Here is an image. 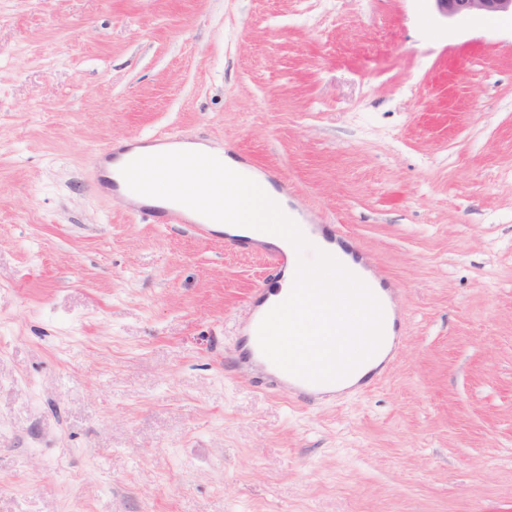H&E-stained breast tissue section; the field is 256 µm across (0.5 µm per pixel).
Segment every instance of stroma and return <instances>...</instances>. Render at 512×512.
<instances>
[{
  "mask_svg": "<svg viewBox=\"0 0 512 512\" xmlns=\"http://www.w3.org/2000/svg\"><path fill=\"white\" fill-rule=\"evenodd\" d=\"M181 131L395 292L316 403L236 364L257 250L93 153ZM0 512H512V16L430 0H0ZM130 149H132L131 144L111 143L93 154L92 164L97 187L118 200L123 199L121 188L126 182L121 175V171L111 173L109 166L115 163L122 153L128 152ZM137 208V215L154 222V224H190L192 230L202 236H212L213 224H208L205 217H193L182 205L143 202Z\"/></svg>",
  "mask_w": 512,
  "mask_h": 512,
  "instance_id": "stroma-1",
  "label": "stroma"
}]
</instances>
